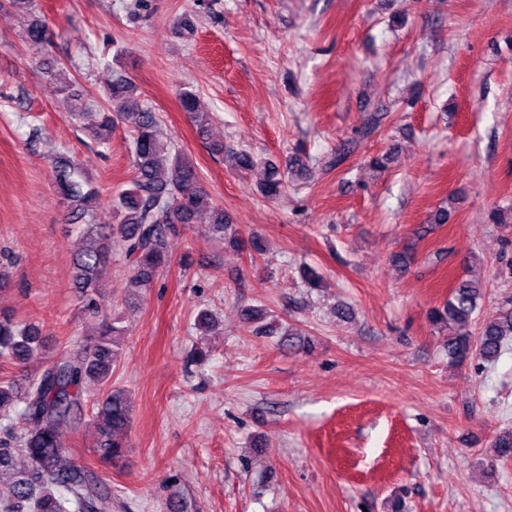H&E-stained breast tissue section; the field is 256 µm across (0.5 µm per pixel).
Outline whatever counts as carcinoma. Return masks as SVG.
I'll return each instance as SVG.
<instances>
[{"label":"carcinoma","mask_w":512,"mask_h":512,"mask_svg":"<svg viewBox=\"0 0 512 512\" xmlns=\"http://www.w3.org/2000/svg\"><path fill=\"white\" fill-rule=\"evenodd\" d=\"M24 40L45 48L52 43L48 25L33 18L24 29ZM59 82V91L71 100L70 116H83V101L69 93V74L61 66L51 71ZM134 80L123 71L113 72L105 91L108 115L98 131L97 143H108L114 119L127 123L134 133L131 143L134 174L129 186L112 202V223H95L100 196L78 164L67 154L53 159L57 193L67 204V222L88 241L73 262L72 285L87 318L100 317L98 284L107 273L112 250L120 249L130 263V280L139 288H148L157 272L167 264V236L178 224H192L200 213L205 189L194 164L175 149L172 138L164 133L156 113L148 108H132L136 95ZM180 104L207 145L211 154L228 152L241 170L263 168L259 184L267 199L277 198L288 187V174L307 175L299 159L288 164V171L268 161L262 162L244 151L224 147L210 133L211 116L198 107L197 95L190 89L179 93ZM208 231L224 238L228 222L224 208L214 206L208 216ZM484 294L483 285L459 279L448 300L431 312L437 328L451 327L448 352L451 361L462 363L471 356L490 362L501 355L505 337L512 336V309L500 310L483 320L473 332L474 314ZM215 325L213 313L201 310L194 329L206 336ZM126 329L113 319L99 332L89 349L71 350L44 366L29 381L24 395L12 383L0 381V422L5 437L0 439V512H97L101 497L98 476L71 460L60 445V435L81 414L85 384L92 382L107 388L93 406L98 436L93 452L98 459L117 466L126 453L125 436L131 417V402L126 391L110 387L112 369L117 361L116 337ZM38 327L21 324L8 311H0V364L25 363L41 349ZM494 458H512V432L498 435L493 442ZM27 464L17 470L16 459Z\"/></svg>","instance_id":"obj_1"}]
</instances>
